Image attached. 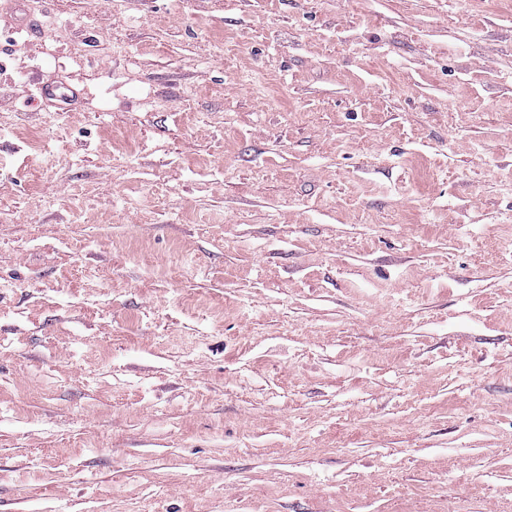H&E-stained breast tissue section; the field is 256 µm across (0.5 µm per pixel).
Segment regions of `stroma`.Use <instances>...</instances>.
I'll return each instance as SVG.
<instances>
[{
	"instance_id": "35a3bbf8",
	"label": "stroma",
	"mask_w": 512,
	"mask_h": 512,
	"mask_svg": "<svg viewBox=\"0 0 512 512\" xmlns=\"http://www.w3.org/2000/svg\"><path fill=\"white\" fill-rule=\"evenodd\" d=\"M0 512H512V0H0ZM40 96L47 102L62 107L64 110H72L80 104L82 92L56 80L41 79L39 83Z\"/></svg>"
}]
</instances>
